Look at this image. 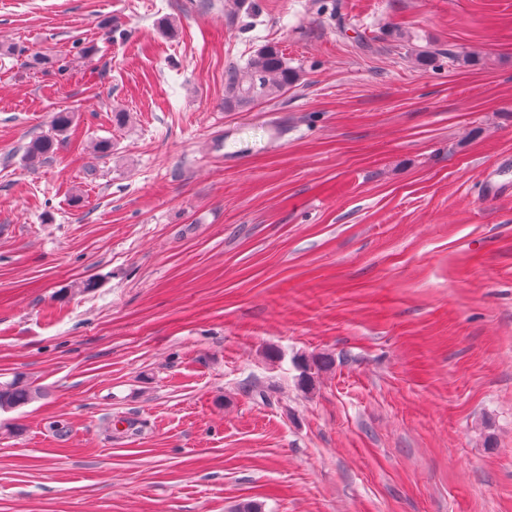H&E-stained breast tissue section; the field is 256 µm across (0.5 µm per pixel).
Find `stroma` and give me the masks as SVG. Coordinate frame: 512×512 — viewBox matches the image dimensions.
<instances>
[{"mask_svg":"<svg viewBox=\"0 0 512 512\" xmlns=\"http://www.w3.org/2000/svg\"><path fill=\"white\" fill-rule=\"evenodd\" d=\"M256 2L0 0V512H512V0ZM298 80V71L288 63L276 44L261 46L241 67L224 77V109L243 110L255 102L280 97ZM73 119L74 114L69 110L55 112L51 120V133L35 137L28 143L25 149V160L33 163L51 158L58 146L56 136L66 132L71 127ZM43 396L40 387L21 378L0 384V410L7 411L25 406Z\"/></svg>","mask_w":512,"mask_h":512,"instance_id":"1","label":"stroma"}]
</instances>
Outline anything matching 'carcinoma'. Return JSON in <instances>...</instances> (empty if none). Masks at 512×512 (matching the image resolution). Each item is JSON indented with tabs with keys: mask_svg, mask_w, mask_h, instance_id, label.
I'll return each mask as SVG.
<instances>
[{
	"mask_svg": "<svg viewBox=\"0 0 512 512\" xmlns=\"http://www.w3.org/2000/svg\"><path fill=\"white\" fill-rule=\"evenodd\" d=\"M298 80V71L288 63L282 50L275 44L261 46L241 67L227 71L224 77V110H243L262 100L280 97ZM74 113L56 112L51 120V133L32 139L25 149L27 162H41L51 158L58 146L57 136L72 125ZM43 396L40 387L16 378L0 384V410L25 406Z\"/></svg>",
	"mask_w": 512,
	"mask_h": 512,
	"instance_id": "obj_1",
	"label": "carcinoma"
}]
</instances>
